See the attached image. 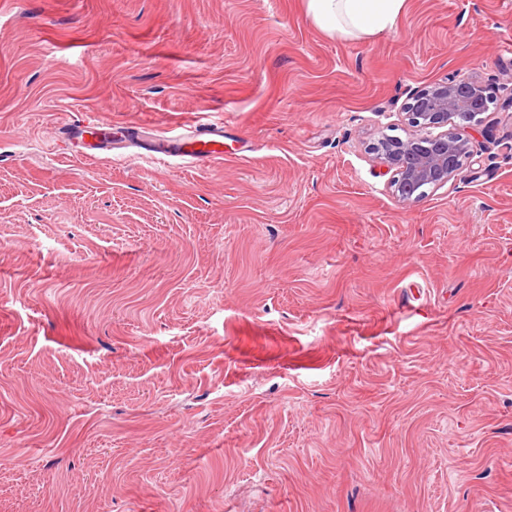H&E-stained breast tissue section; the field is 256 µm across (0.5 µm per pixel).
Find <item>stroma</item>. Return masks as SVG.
Instances as JSON below:
<instances>
[{"instance_id":"stroma-1","label":"stroma","mask_w":512,"mask_h":512,"mask_svg":"<svg viewBox=\"0 0 512 512\" xmlns=\"http://www.w3.org/2000/svg\"><path fill=\"white\" fill-rule=\"evenodd\" d=\"M455 76L512 94V0H0V512H512V112L414 201L371 151ZM407 0H306L307 13L322 30L358 40L394 29ZM104 123L105 121L99 117L87 114L86 118L77 126V134L81 135L84 139H88L85 150L79 153V155L74 156L67 149H63L64 151L61 154L65 158L76 157L85 161L111 159L112 149L116 147L117 143H112L111 139L99 136ZM149 152L165 157L186 159L194 162L224 161V128L220 125L198 129L194 126L176 127L166 132H159L153 140ZM144 158L152 160L154 154Z\"/></svg>"}]
</instances>
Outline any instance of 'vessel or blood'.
Here are the masks:
<instances>
[{"label": "vessel or blood", "instance_id": "1", "mask_svg": "<svg viewBox=\"0 0 512 512\" xmlns=\"http://www.w3.org/2000/svg\"><path fill=\"white\" fill-rule=\"evenodd\" d=\"M102 119L94 115L84 118L77 132L87 143L80 157L85 161L111 158L113 143L103 137ZM153 153L166 157L188 160L189 162H220L224 159V128L220 125L200 129L194 126L176 127L158 133L153 140Z\"/></svg>", "mask_w": 512, "mask_h": 512}]
</instances>
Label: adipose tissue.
I'll return each instance as SVG.
<instances>
[{
  "label": "adipose tissue",
  "mask_w": 512,
  "mask_h": 512,
  "mask_svg": "<svg viewBox=\"0 0 512 512\" xmlns=\"http://www.w3.org/2000/svg\"><path fill=\"white\" fill-rule=\"evenodd\" d=\"M406 0H306L307 13L322 30L358 40L394 29Z\"/></svg>",
  "instance_id": "1"
}]
</instances>
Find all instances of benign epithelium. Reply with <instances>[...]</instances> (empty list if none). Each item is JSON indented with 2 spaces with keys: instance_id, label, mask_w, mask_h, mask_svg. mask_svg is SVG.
Listing matches in <instances>:
<instances>
[{
  "instance_id": "benign-epithelium-1",
  "label": "benign epithelium",
  "mask_w": 512,
  "mask_h": 512,
  "mask_svg": "<svg viewBox=\"0 0 512 512\" xmlns=\"http://www.w3.org/2000/svg\"><path fill=\"white\" fill-rule=\"evenodd\" d=\"M495 103L485 86L464 77L413 92L405 115L414 133L405 140L383 137L373 147L376 158L392 173L395 195L411 201L426 187L448 185L473 155L477 116Z\"/></svg>"
}]
</instances>
